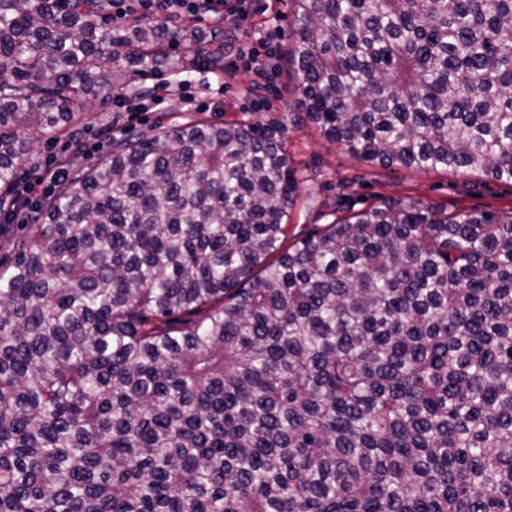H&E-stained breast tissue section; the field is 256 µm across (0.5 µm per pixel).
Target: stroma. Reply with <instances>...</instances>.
I'll return each instance as SVG.
<instances>
[{"label":"stroma","mask_w":512,"mask_h":512,"mask_svg":"<svg viewBox=\"0 0 512 512\" xmlns=\"http://www.w3.org/2000/svg\"><path fill=\"white\" fill-rule=\"evenodd\" d=\"M268 41L273 48L269 60V78L264 87L254 85L252 73L239 69L225 73L223 91L209 87L202 74L184 73L163 68L147 70L127 87L109 85L101 89L92 111L98 118L80 129L78 137L62 135L35 146L33 162H41L48 153L64 154L71 168L94 163L96 154L80 150L77 138L90 137L112 123L111 110L116 98L133 97L150 87L187 80V90L200 103L194 115L213 116L211 107H218V120L240 122L261 119L276 122L285 129V140L302 184L297 203L290 216L291 237H301L315 227L330 223L338 209L354 206L364 209L389 197L413 196L430 207L453 211H486L512 208V181L494 180L475 171H419L400 165L373 167L359 161L347 150L329 142L320 129L308 122L293 107L298 96L299 80L288 61V52L295 42L292 13L288 0H250L245 19L227 24L225 43L233 46L256 45ZM187 111L175 97H166L162 111L142 112L135 118H121L113 123V136L140 134L158 123L182 122Z\"/></svg>","instance_id":"1"}]
</instances>
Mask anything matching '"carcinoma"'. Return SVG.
Segmentation results:
<instances>
[{
  "label": "carcinoma",
  "instance_id": "cac0c4a2",
  "mask_svg": "<svg viewBox=\"0 0 512 512\" xmlns=\"http://www.w3.org/2000/svg\"><path fill=\"white\" fill-rule=\"evenodd\" d=\"M290 2L327 140L512 179V0ZM111 5L0 0V201L126 64L215 59ZM298 189L282 126L187 118L40 206L0 264V512H512V210L290 244Z\"/></svg>",
  "mask_w": 512,
  "mask_h": 512
}]
</instances>
